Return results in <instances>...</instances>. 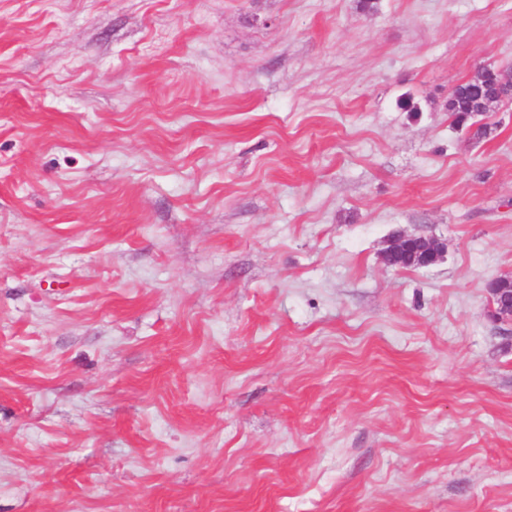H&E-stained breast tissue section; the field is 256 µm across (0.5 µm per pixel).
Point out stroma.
Masks as SVG:
<instances>
[{
	"mask_svg": "<svg viewBox=\"0 0 512 512\" xmlns=\"http://www.w3.org/2000/svg\"><path fill=\"white\" fill-rule=\"evenodd\" d=\"M374 2L0 0V512H512V0ZM484 68L479 70L469 81L457 86L459 100L448 98L447 110L453 119V124L466 125L475 116L485 114L494 104L499 103L497 98L489 94L486 83H482ZM462 101L466 102L465 106ZM444 252V246L433 238L399 233L382 253V261L388 266H393L398 257L405 255L411 256L418 267H428L438 262Z\"/></svg>",
	"mask_w": 512,
	"mask_h": 512,
	"instance_id": "35a3bbf8",
	"label": "stroma"
}]
</instances>
